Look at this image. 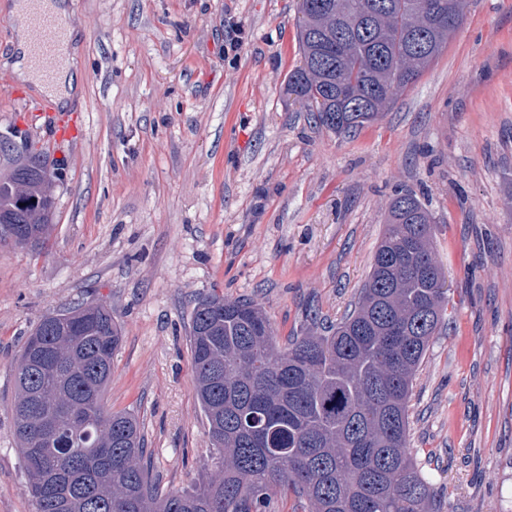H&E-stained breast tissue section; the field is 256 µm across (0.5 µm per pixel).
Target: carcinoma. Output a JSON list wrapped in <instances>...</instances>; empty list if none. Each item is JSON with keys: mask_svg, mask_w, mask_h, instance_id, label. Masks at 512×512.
I'll return each instance as SVG.
<instances>
[{"mask_svg": "<svg viewBox=\"0 0 512 512\" xmlns=\"http://www.w3.org/2000/svg\"><path fill=\"white\" fill-rule=\"evenodd\" d=\"M466 0H298L301 64L288 94L314 123L351 133L413 86L456 30L431 5ZM30 154L0 178V237L33 249L51 223V176ZM430 212L395 191L354 310L325 333L277 346L251 301L210 296L193 308L198 401L217 453L201 483L160 493L141 424L104 393L122 341L102 302L43 317L14 366V423L36 512H435L438 491L409 448L417 371L448 304Z\"/></svg>", "mask_w": 512, "mask_h": 512, "instance_id": "obj_1", "label": "carcinoma"}]
</instances>
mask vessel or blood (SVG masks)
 Instances as JSON below:
<instances>
[{
    "label": "vessel or blood",
    "mask_w": 512,
    "mask_h": 512,
    "mask_svg": "<svg viewBox=\"0 0 512 512\" xmlns=\"http://www.w3.org/2000/svg\"><path fill=\"white\" fill-rule=\"evenodd\" d=\"M28 52L45 83L68 65L65 48L70 41V22L51 8L53 0H23Z\"/></svg>",
    "instance_id": "vessel-or-blood-1"
}]
</instances>
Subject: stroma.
Returning <instances> with one entry per match:
<instances>
[{
	"label": "stroma",
	"mask_w": 512,
	"mask_h": 512,
	"mask_svg": "<svg viewBox=\"0 0 512 512\" xmlns=\"http://www.w3.org/2000/svg\"><path fill=\"white\" fill-rule=\"evenodd\" d=\"M80 91L57 121L17 84L0 131L47 156L43 248L0 240V512H36L15 442L14 361L43 316L111 306L104 396L134 413L165 491L213 470L189 347L199 298H248L279 344L354 307L397 187L435 221L449 304L416 376L409 446L441 512H512V0L455 37L354 135L289 96L297 0H67Z\"/></svg>",
	"instance_id": "1"
}]
</instances>
